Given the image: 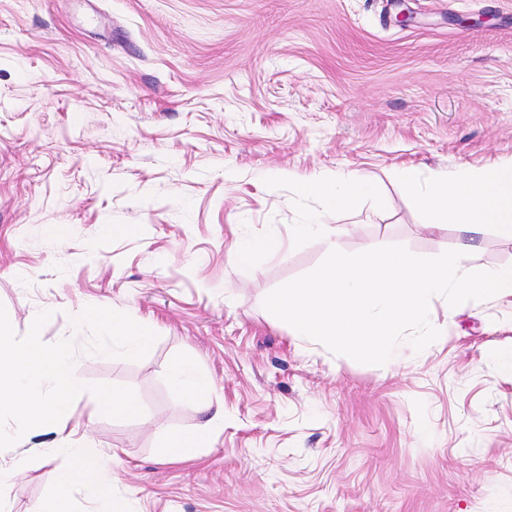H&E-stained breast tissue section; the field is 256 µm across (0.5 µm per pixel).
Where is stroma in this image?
<instances>
[{
  "mask_svg": "<svg viewBox=\"0 0 512 512\" xmlns=\"http://www.w3.org/2000/svg\"><path fill=\"white\" fill-rule=\"evenodd\" d=\"M490 162L512 163V0H0V304L20 335L51 311L41 338L74 341L84 382L135 390L144 417L85 394L68 422L116 452L132 512H512L511 303L436 299L447 336L382 366L262 305L328 253L294 247V196L264 178L362 176L386 207L321 214L341 249L433 257L456 229L388 170ZM268 238L282 253L236 265ZM99 306L151 343L108 349ZM182 359L203 398L170 384ZM0 467L34 512L65 460L31 431Z\"/></svg>",
  "mask_w": 512,
  "mask_h": 512,
  "instance_id": "1",
  "label": "stroma"
}]
</instances>
